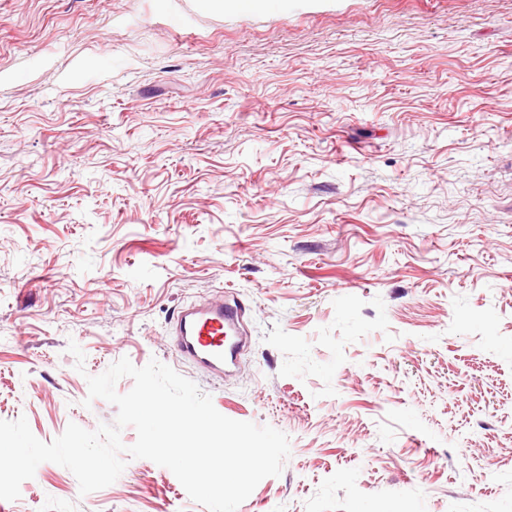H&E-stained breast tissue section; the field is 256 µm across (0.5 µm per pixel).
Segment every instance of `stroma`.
I'll list each match as a JSON object with an SVG mask.
<instances>
[{
  "instance_id": "obj_1",
  "label": "stroma",
  "mask_w": 512,
  "mask_h": 512,
  "mask_svg": "<svg viewBox=\"0 0 512 512\" xmlns=\"http://www.w3.org/2000/svg\"><path fill=\"white\" fill-rule=\"evenodd\" d=\"M123 357L288 436L237 512H512V0H0V420L114 423ZM0 512L207 510L130 458ZM247 305L235 295H225L180 311L172 332L178 355L224 376L237 363L243 345V319Z\"/></svg>"
}]
</instances>
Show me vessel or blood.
Wrapping results in <instances>:
<instances>
[{"mask_svg": "<svg viewBox=\"0 0 512 512\" xmlns=\"http://www.w3.org/2000/svg\"><path fill=\"white\" fill-rule=\"evenodd\" d=\"M247 305L235 295L184 308L176 318L172 346L178 355L221 376L234 367L243 345Z\"/></svg>", "mask_w": 512, "mask_h": 512, "instance_id": "b4317fda", "label": "vessel or blood"}]
</instances>
